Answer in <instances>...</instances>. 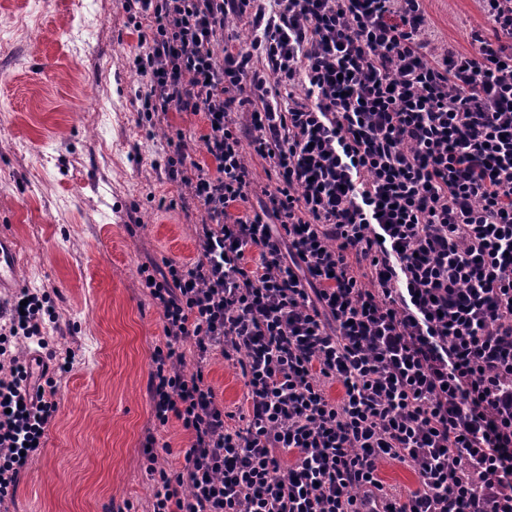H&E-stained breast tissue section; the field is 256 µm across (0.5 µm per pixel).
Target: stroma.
<instances>
[{
  "mask_svg": "<svg viewBox=\"0 0 512 512\" xmlns=\"http://www.w3.org/2000/svg\"><path fill=\"white\" fill-rule=\"evenodd\" d=\"M432 45L472 52L485 26L478 0H423ZM141 48L124 0H0V226L21 257L16 289L47 295L50 348L74 356L55 377L58 411L9 512H149L154 485L141 443L152 420L151 357L161 313L141 285L142 264L194 258L187 187L164 169L167 134L188 136L205 161L202 116L145 119ZM204 375L228 409L244 382L221 355Z\"/></svg>",
  "mask_w": 512,
  "mask_h": 512,
  "instance_id": "stroma-1",
  "label": "stroma"
}]
</instances>
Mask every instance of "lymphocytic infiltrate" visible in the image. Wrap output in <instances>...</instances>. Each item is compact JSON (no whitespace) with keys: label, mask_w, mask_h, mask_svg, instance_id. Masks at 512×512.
<instances>
[{"label":"lymphocytic infiltrate","mask_w":512,"mask_h":512,"mask_svg":"<svg viewBox=\"0 0 512 512\" xmlns=\"http://www.w3.org/2000/svg\"><path fill=\"white\" fill-rule=\"evenodd\" d=\"M422 2L124 0L142 111L208 127L205 164L167 140L168 176L205 213L197 256L139 269L165 336L153 512H512V0H482L468 54L431 48ZM252 154L274 183L255 186ZM47 312L24 289L1 315L0 508L73 367L46 348ZM12 338L44 348L48 379L30 385ZM189 339L239 365L245 412L185 372ZM173 418L190 446L171 475ZM384 461L419 488H387ZM165 442L169 445L166 450L161 448ZM188 446V436L182 430L180 423L174 418L170 419L161 432L159 448H157L158 466L168 471H181L184 465V452L189 448Z\"/></svg>","instance_id":"obj_1"}]
</instances>
